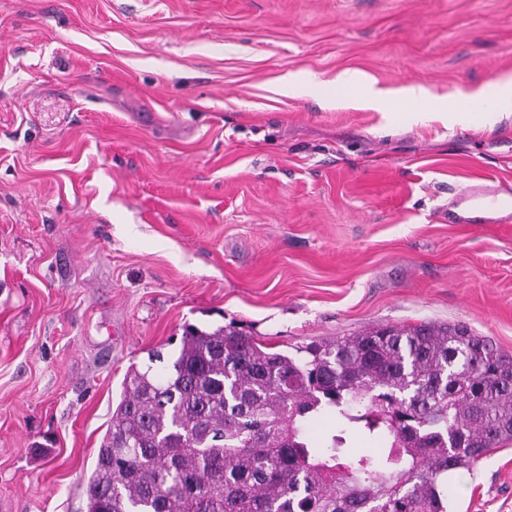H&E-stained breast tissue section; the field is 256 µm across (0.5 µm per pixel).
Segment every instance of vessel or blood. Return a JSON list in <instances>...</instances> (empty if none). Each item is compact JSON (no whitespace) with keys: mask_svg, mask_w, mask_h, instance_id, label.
<instances>
[{"mask_svg":"<svg viewBox=\"0 0 512 512\" xmlns=\"http://www.w3.org/2000/svg\"><path fill=\"white\" fill-rule=\"evenodd\" d=\"M452 224H502L512 221V191L470 184L457 193L448 211Z\"/></svg>","mask_w":512,"mask_h":512,"instance_id":"obj_1","label":"vessel or blood"}]
</instances>
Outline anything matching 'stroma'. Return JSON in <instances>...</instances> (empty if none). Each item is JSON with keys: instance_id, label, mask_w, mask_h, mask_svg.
I'll return each instance as SVG.
<instances>
[{"instance_id": "1", "label": "stroma", "mask_w": 512, "mask_h": 512, "mask_svg": "<svg viewBox=\"0 0 512 512\" xmlns=\"http://www.w3.org/2000/svg\"><path fill=\"white\" fill-rule=\"evenodd\" d=\"M505 76L512 0H0V512H86L128 368L190 326L290 352L463 323L512 352V223L448 221L512 187V114L405 96ZM448 486L512 512V442ZM474 211L483 215L472 216ZM512 219V191L488 184H469L457 193L448 210L452 224H502Z\"/></svg>"}]
</instances>
